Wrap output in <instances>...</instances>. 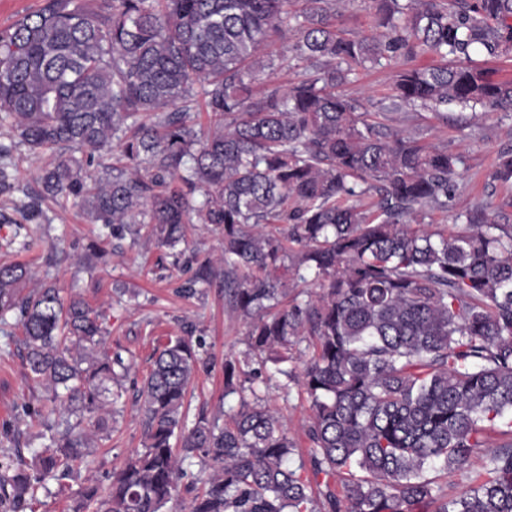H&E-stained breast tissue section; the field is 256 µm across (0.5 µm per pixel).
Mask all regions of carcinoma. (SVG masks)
I'll return each mask as SVG.
<instances>
[{
  "mask_svg": "<svg viewBox=\"0 0 512 512\" xmlns=\"http://www.w3.org/2000/svg\"><path fill=\"white\" fill-rule=\"evenodd\" d=\"M43 0L0 30V194L16 145L64 148L27 193L22 220L49 198H73L91 222L146 229L175 251L197 219L224 235V271L199 264L184 287L217 275L249 318L260 357L304 339L311 401V477L270 408L241 399L224 423H186L199 357L191 333L158 351L140 388L146 444L102 492L82 488L72 512H177L182 463L205 465L188 512H512V197L456 216L450 234L417 231L425 209L448 210L459 158L371 120L336 92L366 64L420 53L431 66L395 72L382 115L444 109L512 111V80L473 56L512 54V0H373L370 33L336 28L338 0ZM310 70L257 95L262 50L283 33ZM201 108L203 134L187 124ZM143 114L155 116L147 123ZM123 134L120 164L95 156ZM490 180L512 184V150ZM317 291L288 305V285ZM29 269L0 264V323L22 328L28 374L49 392V444L30 463L0 457V512H33L38 490L69 477L108 432L124 367L103 318L53 283L28 292ZM122 368L115 371L114 366ZM250 381L224 359L225 394ZM470 471L444 493L429 470Z\"/></svg>",
  "mask_w": 512,
  "mask_h": 512,
  "instance_id": "cac0c4a2",
  "label": "carcinoma"
}]
</instances>
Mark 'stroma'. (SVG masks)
<instances>
[{"mask_svg":"<svg viewBox=\"0 0 512 512\" xmlns=\"http://www.w3.org/2000/svg\"><path fill=\"white\" fill-rule=\"evenodd\" d=\"M288 43V37L283 36L265 50L264 56L272 60L273 66L258 76V89L287 88L307 71V63L292 59ZM394 72L391 65L362 71L344 91L359 99L367 111H377L380 100L389 92ZM403 128L423 143L463 158L447 211H429L421 217L427 229L453 231L456 214L499 203L512 195L511 187L489 179L499 152L512 147V112L488 109L474 115L453 107L443 122L432 113L420 111L406 120ZM45 213L47 221L38 225L33 239L28 236V227L0 224V264H27L35 280L54 281L64 292L79 293L104 315L109 331L107 344L131 370L108 436L98 441L84 461L74 464L69 478L59 484L50 483L48 492L40 493L35 512H69L68 506L81 487H107L113 471L132 451L143 447L145 425L137 403L142 381L157 348L169 337L182 335L187 326L193 338L201 341L204 360L190 388L188 420H195L201 413L213 416L221 410L229 413L238 408V395L224 393L225 358L247 361L249 369L265 375L281 366L293 374L287 386L259 382L255 389L263 404L282 417L289 435L298 443L299 453H306L305 429L311 402L296 377L309 357L307 343L291 346L287 362L280 366L273 354L251 356L247 320L228 304L221 280H214L193 295L182 290L198 263L216 260L223 253L222 235L214 225H187L188 246L175 257L147 235L113 236L111 227L90 223L72 202L48 204ZM28 239L33 245L26 250L22 244ZM96 246L102 249L97 256L92 253ZM20 335L15 323L0 325V455L12 456L46 443L27 411L45 403L48 393L27 375L18 343Z\"/></svg>","mask_w":512,"mask_h":512,"instance_id":"35a3bbf8","label":"stroma"}]
</instances>
